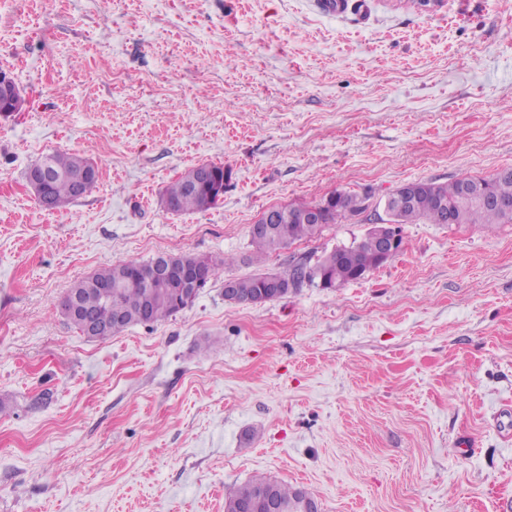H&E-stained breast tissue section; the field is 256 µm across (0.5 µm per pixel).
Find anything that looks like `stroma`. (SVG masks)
Wrapping results in <instances>:
<instances>
[{"mask_svg":"<svg viewBox=\"0 0 512 512\" xmlns=\"http://www.w3.org/2000/svg\"><path fill=\"white\" fill-rule=\"evenodd\" d=\"M0 70L26 97L0 118V512H224L256 476L321 512H512V224H405L340 288L230 304L219 280L106 340L58 308L161 254L313 265L369 224L259 260L250 225L512 167V0H0ZM54 151L99 177L49 211L25 173ZM211 162L223 200L167 212ZM216 172L217 180L209 188L200 186L212 182L214 171L210 165L200 166L194 181V188L189 185L193 180L194 167L186 171L178 180L170 184L162 195L163 207L172 213H183L189 211H204L211 207L207 206V197L216 186L224 187V164L210 163ZM169 202V205L167 204Z\"/></svg>","mask_w":512,"mask_h":512,"instance_id":"35a3bbf8","label":"stroma"}]
</instances>
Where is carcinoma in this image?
I'll list each match as a JSON object with an SVG mask.
<instances>
[{"label": "carcinoma", "mask_w": 512, "mask_h": 512, "mask_svg": "<svg viewBox=\"0 0 512 512\" xmlns=\"http://www.w3.org/2000/svg\"><path fill=\"white\" fill-rule=\"evenodd\" d=\"M47 162L52 172L49 181L43 186L42 194L51 199L53 208L61 209L74 202L80 196L90 193L97 185L98 176L88 180L78 193L71 175L84 167L94 165L90 159L75 153L56 151L42 156L39 162ZM217 180L210 187H190L194 169L186 171L178 180L170 184L162 195L167 203L165 209L172 213L204 211L209 209L207 197L215 187L224 186V164H212ZM491 195L512 204V175L501 177L493 175L485 179ZM462 180L449 184L423 182V188L413 203L398 213L396 224H450V214L457 212L460 223L472 224L490 230L497 224H512V215H507L501 208L493 205L471 204L458 208L459 191ZM336 200L325 207L323 223L312 224L306 220L313 203L288 204L280 208L278 221L271 229L260 236H251L256 258L284 249L297 242L308 240L322 232L328 224H342L357 212V193L347 190L332 192ZM378 244L375 237L358 244V250L349 259L339 258L336 251L325 254L316 264L318 274L323 276L330 287L339 288L346 283L357 280V272L371 271L383 263L393 260V252L384 259L377 255ZM198 257L192 254L167 256V262L173 273L178 274L196 264ZM234 258L226 256L223 260L211 261L206 269L208 281L224 278V268L233 264ZM152 265V261L128 260L98 269L90 276L78 281L71 292L78 294L81 306L92 313L100 322L110 325L116 318H121L123 327L143 323V314H148V323H158L175 315L185 308V304L169 295L153 294L151 289L137 278L139 269ZM310 266L304 262L289 265L283 271L287 279L302 287L305 283L313 284L315 279L309 274ZM264 274L257 273L236 279L238 294L243 299H250L260 293ZM266 488L278 503L288 512H297L298 504L303 501L300 488L288 485L264 476L254 477L247 482L234 486L224 497V512H236V506L249 501L255 490Z\"/></svg>", "instance_id": "carcinoma-1"}]
</instances>
